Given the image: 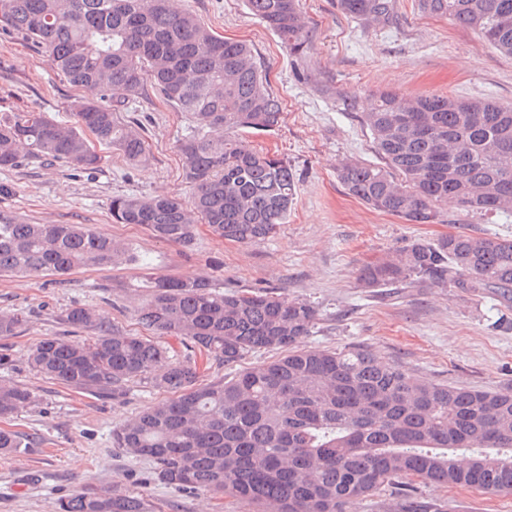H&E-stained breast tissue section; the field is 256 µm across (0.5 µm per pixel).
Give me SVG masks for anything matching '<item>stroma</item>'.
<instances>
[{
	"label": "stroma",
	"mask_w": 512,
	"mask_h": 512,
	"mask_svg": "<svg viewBox=\"0 0 512 512\" xmlns=\"http://www.w3.org/2000/svg\"><path fill=\"white\" fill-rule=\"evenodd\" d=\"M395 2L396 24L375 25L346 17L338 0H300L312 32L300 57L281 47L244 0H178L179 8L215 34L251 44L281 104L278 128L248 137L257 151L285 158L296 181L287 224L264 243L243 247L199 222L188 250L155 239L143 226L113 223L109 204L118 195L190 198L178 142L190 132L191 118L152 88L120 112L141 134L147 164L133 165L108 149L92 171L28 155L19 167L0 169V213L30 224H88L128 245L136 257L65 275L0 276V313L19 312L26 319L19 334L0 337L13 359L12 366L0 367V381L34 395L33 404L11 421L28 447L0 454V512H51L58 500L86 489L135 492L155 512H253L241 500L162 485L149 460L113 447V429L165 399V392L132 384L99 399L27 366L28 351L39 340H93V330L64 323L65 311L75 306L98 310L119 330L139 332L135 310L149 295L144 279L150 274L304 299L319 312L311 347L360 346L437 384L512 391V308L497 296L419 285L367 288L358 279L363 266L418 237L463 231L512 239V212H456L449 225L412 224L348 196L337 178L346 162L385 165L360 111L350 106L373 91L390 87L512 105V56L448 18L422 13L417 0ZM79 95L40 46L0 30V119L35 111L73 126L77 116L69 105ZM418 492L445 512H512V495L432 484L419 485Z\"/></svg>",
	"instance_id": "35a3bbf8"
}]
</instances>
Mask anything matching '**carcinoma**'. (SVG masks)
Segmentation results:
<instances>
[{"label": "carcinoma", "instance_id": "cac0c4a2", "mask_svg": "<svg viewBox=\"0 0 512 512\" xmlns=\"http://www.w3.org/2000/svg\"><path fill=\"white\" fill-rule=\"evenodd\" d=\"M247 9L293 54L307 52L310 29L299 0H245ZM342 13L389 24L394 0H338ZM422 12L477 31L512 55V0H418ZM0 26L46 52L74 87L79 127L44 112L0 121V168L19 164L20 149L83 170L103 162L84 136L147 162L145 142L117 115L115 95L135 100L154 87L190 115L179 142L192 209L165 195L115 196L116 224H138L162 241L189 248L194 218L218 237L250 247L287 222L296 196L288 162L254 151L248 134L268 133L281 105L251 46L214 34L176 0H0ZM362 120L386 171L349 162L338 169L347 194L411 224H437L443 210L512 212V107L451 96L409 98L392 89L366 98ZM132 260L128 247L85 224H25L0 214V276L64 274L77 267ZM369 288L430 284L461 293L494 291L512 305V240L462 232L414 239L364 267ZM137 307L139 322L175 336L219 366L260 351L280 356L224 380L204 383L191 357L158 342L110 329L95 309L72 307L63 320L94 329L89 342L47 338L28 353L29 367L99 397L131 383L171 397L112 431V445L147 458L154 479L178 491L236 497L256 512H349L351 503L395 486L407 492L395 512H441L416 484L512 494V392L453 388L415 378L367 350L307 345L318 320L309 301L273 292L219 291L203 278L158 276ZM25 323L0 314V336ZM34 401L30 390L0 383V418ZM25 447L0 429V452ZM54 512H153L141 495L88 490Z\"/></svg>", "mask_w": 512, "mask_h": 512}]
</instances>
